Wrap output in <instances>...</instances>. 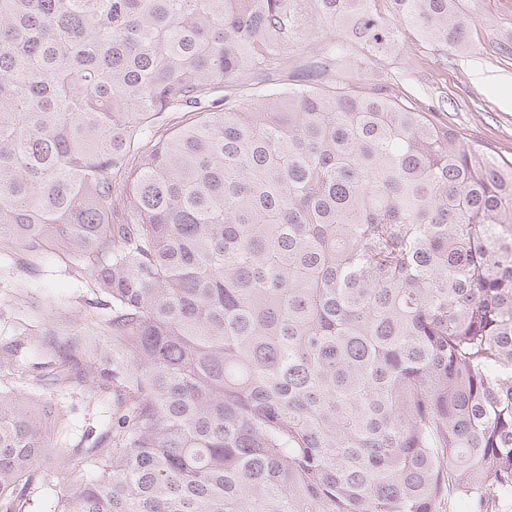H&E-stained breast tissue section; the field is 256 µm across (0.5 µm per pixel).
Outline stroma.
<instances>
[{"label":"stroma","instance_id":"35a3bbf8","mask_svg":"<svg viewBox=\"0 0 512 512\" xmlns=\"http://www.w3.org/2000/svg\"><path fill=\"white\" fill-rule=\"evenodd\" d=\"M504 45L512 47V0H480L467 47L449 48L442 57L409 35L392 47L384 69L401 79L417 103L444 109L471 140L512 162V56L501 53ZM61 266L59 258L50 256L25 274L28 298L21 305L11 299L12 273L0 269V308L10 316L9 322L0 323V337L10 336L12 320L36 324L49 304L76 323L88 315L80 284L61 273ZM61 402L68 406L69 436H80L106 419L78 391H40L37 405Z\"/></svg>","mask_w":512,"mask_h":512}]
</instances>
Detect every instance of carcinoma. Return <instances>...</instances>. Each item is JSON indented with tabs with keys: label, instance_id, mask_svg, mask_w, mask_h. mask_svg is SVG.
<instances>
[{
	"label": "carcinoma",
	"instance_id": "1",
	"mask_svg": "<svg viewBox=\"0 0 512 512\" xmlns=\"http://www.w3.org/2000/svg\"><path fill=\"white\" fill-rule=\"evenodd\" d=\"M477 0H0V247L101 319L0 340L110 417L51 512H501L512 163L373 69ZM104 337L112 351L95 349ZM0 389V512L51 489L58 406Z\"/></svg>",
	"mask_w": 512,
	"mask_h": 512
}]
</instances>
